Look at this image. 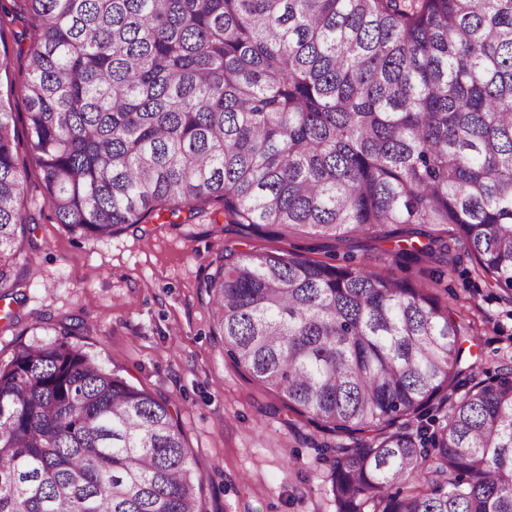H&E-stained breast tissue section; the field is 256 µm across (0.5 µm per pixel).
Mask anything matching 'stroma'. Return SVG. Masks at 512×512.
<instances>
[{
  "label": "stroma",
  "instance_id": "obj_1",
  "mask_svg": "<svg viewBox=\"0 0 512 512\" xmlns=\"http://www.w3.org/2000/svg\"><path fill=\"white\" fill-rule=\"evenodd\" d=\"M20 239L24 286L0 327V362L24 345L60 338L180 410L192 461L205 477L202 512H335L325 468L288 426L286 410L224 352L199 286L225 246L289 249L336 265L356 263L422 285L456 313L464 365H512V296L487 287L463 244L449 260H396V242L331 244L294 231L246 229L189 218L136 224L98 239L56 223L46 207Z\"/></svg>",
  "mask_w": 512,
  "mask_h": 512
}]
</instances>
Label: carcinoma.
<instances>
[{"label":"carcinoma","mask_w":512,"mask_h":512,"mask_svg":"<svg viewBox=\"0 0 512 512\" xmlns=\"http://www.w3.org/2000/svg\"><path fill=\"white\" fill-rule=\"evenodd\" d=\"M20 138L0 91V298L32 159L57 223L148 218L397 257L463 243L512 291V0H12ZM416 224L434 226L427 243ZM203 288L228 357L312 427L336 512H512V370L458 399L453 312L393 273L236 252ZM170 401L65 341L0 363V512H201ZM28 45L29 40L18 42L17 39L14 37H9L7 41L8 50L14 56V58H16L15 69L10 75V80L14 87V93L11 102L20 128L22 118L25 115L24 112L26 107L24 95L21 92V88L23 83L25 82L26 76L24 56L28 48Z\"/></svg>","instance_id":"1"}]
</instances>
